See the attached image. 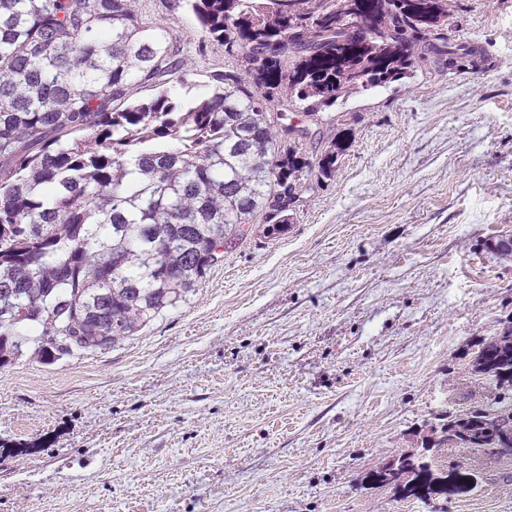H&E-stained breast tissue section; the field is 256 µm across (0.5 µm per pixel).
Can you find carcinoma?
<instances>
[{
  "label": "carcinoma",
  "instance_id": "obj_1",
  "mask_svg": "<svg viewBox=\"0 0 512 512\" xmlns=\"http://www.w3.org/2000/svg\"><path fill=\"white\" fill-rule=\"evenodd\" d=\"M238 68L192 92L191 61L142 0H0V366L62 320L107 349L183 300L217 264V244L263 215L284 232L303 180L336 175L340 130L311 160L309 132L288 123L432 61L469 57L448 42V0H182ZM362 16V28L349 24ZM284 201L274 210L270 200ZM471 384L487 400L439 418L454 448L499 450L512 422V326L478 343ZM437 448L400 453L366 489L404 498L472 491L479 476L443 470Z\"/></svg>",
  "mask_w": 512,
  "mask_h": 512
}]
</instances>
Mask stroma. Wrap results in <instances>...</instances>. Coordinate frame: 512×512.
<instances>
[{
  "label": "stroma",
  "instance_id": "35a3bbf8",
  "mask_svg": "<svg viewBox=\"0 0 512 512\" xmlns=\"http://www.w3.org/2000/svg\"><path fill=\"white\" fill-rule=\"evenodd\" d=\"M467 66L337 103L349 148L310 176L285 233L264 222L136 336L0 366V512H431L367 473L417 448L448 382L512 319V0H449ZM192 60L229 61L180 0H145ZM446 512H512V460Z\"/></svg>",
  "mask_w": 512,
  "mask_h": 512
}]
</instances>
